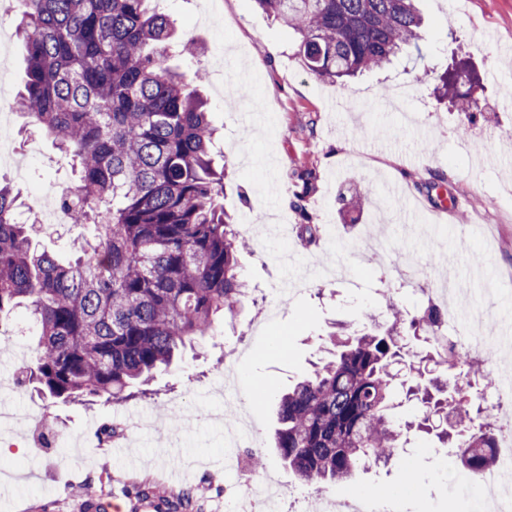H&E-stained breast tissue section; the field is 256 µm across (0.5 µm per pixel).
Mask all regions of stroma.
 Here are the masks:
<instances>
[{
    "label": "stroma",
    "instance_id": "35a3bbf8",
    "mask_svg": "<svg viewBox=\"0 0 512 512\" xmlns=\"http://www.w3.org/2000/svg\"><path fill=\"white\" fill-rule=\"evenodd\" d=\"M421 38L391 65L342 83L316 80L295 54L293 35L254 0H162L179 36L202 48L208 73L203 91L224 149L228 176L224 206L248 240L239 270L251 296L234 326L187 350L159 371L151 397L112 404L64 403L38 398L18 380L28 356L0 343V391L18 414L55 418L54 432L0 433V512H84L76 486L109 494L153 489L193 493L187 512H224V427L203 419L187 428L186 411L217 409L213 391L231 366L238 397L265 458V470L287 475L274 446L275 403L311 368L329 325L385 319L382 292L398 288L400 305L414 312L426 302L399 274L419 272L439 287L453 264L467 290L454 304L460 322L493 332L512 319V0H426ZM16 14L0 15V113L11 118L17 167L0 178L21 192V219L37 226L39 247L67 257L84 245L89 228L45 226L32 196L49 181L72 182L71 167L52 138L26 132L14 101L24 79V47ZM494 28L499 44L480 30ZM466 58L483 79L481 109L471 120L438 100L430 70L453 56ZM314 174L306 212L291 200L300 171ZM444 177L441 192L459 208L439 211L426 188ZM371 194L363 212L341 201L355 179ZM405 191L396 204L386 191ZM317 224L319 241L305 248L298 227ZM301 282L284 297V282ZM131 412L156 419L138 439L121 436L99 446V426ZM461 467L437 441L415 438L405 464L357 474L330 485L336 496H373L393 512H473L457 492Z\"/></svg>",
    "mask_w": 512,
    "mask_h": 512
}]
</instances>
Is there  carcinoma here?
Returning a JSON list of instances; mask_svg holds the SVG:
<instances>
[{
  "label": "carcinoma",
  "instance_id": "obj_1",
  "mask_svg": "<svg viewBox=\"0 0 512 512\" xmlns=\"http://www.w3.org/2000/svg\"><path fill=\"white\" fill-rule=\"evenodd\" d=\"M155 0H21L27 80L17 101L73 164L75 184L56 196L93 241L61 260L32 243L18 195L0 183V313L26 306L35 332L22 380L47 398L127 401L175 354L232 325L247 288L244 251L218 198L224 168L197 84L196 44L176 43ZM292 30L297 55L321 81L390 63L419 39L418 0H253ZM479 75L452 60L434 92L470 116ZM313 173L292 206L305 210ZM385 327L365 323L329 335L325 356L278 400L275 447L315 492L359 470L389 465L411 435L456 448L469 475L493 466L495 429L473 387V359L432 340L442 315H411L388 287ZM419 406L402 421L395 391ZM451 417L446 433L430 418Z\"/></svg>",
  "mask_w": 512,
  "mask_h": 512
}]
</instances>
